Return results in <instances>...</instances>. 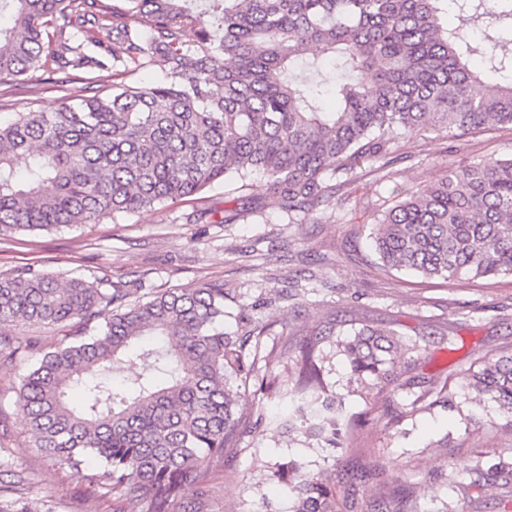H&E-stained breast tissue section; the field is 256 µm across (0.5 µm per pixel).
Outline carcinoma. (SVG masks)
Segmentation results:
<instances>
[{
    "label": "carcinoma",
    "instance_id": "obj_1",
    "mask_svg": "<svg viewBox=\"0 0 512 512\" xmlns=\"http://www.w3.org/2000/svg\"><path fill=\"white\" fill-rule=\"evenodd\" d=\"M453 5L479 36L448 29ZM0 86L21 77L64 83L89 76L90 94L63 97L50 112L0 123V239L62 226L101 224L169 203H199L195 216L235 224L261 199L241 195L220 209L203 193L252 174L294 220L336 196L364 162L391 154L401 131L462 136L512 126V0H0ZM193 38H186L187 31ZM107 33L108 40L101 39ZM157 67L165 80L126 82ZM110 78L112 86L102 82ZM333 107H327V100ZM27 155L25 178L15 158ZM375 219L385 271L453 281L512 274V158L451 164ZM224 285L146 287V277L60 280L23 269L0 274V365L28 357L33 338L11 327H85L69 334L21 380L18 404L34 447L141 512H171L187 495L204 512L207 457L224 463L241 431V394L256 380L268 324L237 315L224 332ZM356 379L385 389L405 345L386 329L362 328L344 346ZM142 364L134 379L117 380ZM291 392L261 379L282 428L305 424L332 452L350 447L359 421L327 393L317 342L294 361ZM475 399L512 416V351L466 374ZM512 473L501 460L471 485ZM365 490L385 512H420L414 484L388 487L381 457L364 467ZM268 479L293 494V512H361L353 485L289 459ZM469 485V486H471ZM469 486L461 487L468 493Z\"/></svg>",
    "mask_w": 512,
    "mask_h": 512
}]
</instances>
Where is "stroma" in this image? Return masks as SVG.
Masks as SVG:
<instances>
[{
	"instance_id": "35a3bbf8",
	"label": "stroma",
	"mask_w": 512,
	"mask_h": 512,
	"mask_svg": "<svg viewBox=\"0 0 512 512\" xmlns=\"http://www.w3.org/2000/svg\"><path fill=\"white\" fill-rule=\"evenodd\" d=\"M76 76L63 86L40 83L0 95V121L18 112L52 111L62 96L81 94ZM484 156L512 158V127L462 138L441 131L400 135L388 166L363 163L337 193L325 221H289L270 204L234 224L196 222L195 203L179 202L130 214L116 222L64 226L0 240V274L31 267L54 277L87 274L110 280L138 272L157 288L223 284L224 327L236 333L240 311L269 322L265 347L276 350L270 370L282 390L295 381L293 358L316 332L323 378L329 392L365 420L353 439L354 453H330L302 433L280 429L273 405L249 395L240 450L224 455L208 512H291L287 493L268 480L267 468L280 458L302 460L339 481L352 479L362 457L382 453L390 482L417 484L421 512H512L499 506V489H473L458 500L457 485L470 482L474 468H489L512 448V423L495 402L476 406L463 374L483 358L512 348V276L451 283L408 271L383 272L370 247L373 221L392 207L398 188L435 180L448 165ZM315 274L300 299L278 297L304 271ZM395 331L417 343L401 358L380 396L392 413L370 411L350 380L339 345L362 327ZM23 365L0 366V454L10 467L0 470V512H112L110 497L92 493L34 448L17 390ZM451 379L455 404H436L411 413L424 381Z\"/></svg>"
}]
</instances>
